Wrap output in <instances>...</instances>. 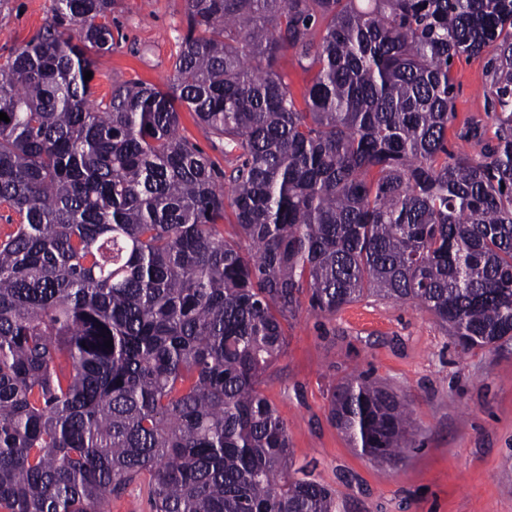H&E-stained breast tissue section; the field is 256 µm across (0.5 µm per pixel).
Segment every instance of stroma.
I'll return each mask as SVG.
<instances>
[{
	"label": "stroma",
	"mask_w": 512,
	"mask_h": 512,
	"mask_svg": "<svg viewBox=\"0 0 512 512\" xmlns=\"http://www.w3.org/2000/svg\"><path fill=\"white\" fill-rule=\"evenodd\" d=\"M185 0H116L118 37L99 57L95 99L116 82L163 88L185 31ZM53 14V0H0V58L25 45ZM453 150L479 145L458 137L474 120L492 124L484 60L456 59ZM285 345L259 389L288 428L296 465L336 493L338 512H512V342L465 352L416 304L365 297L336 315L307 310L284 320ZM371 373L406 396L418 427L398 463L361 456L328 418L331 388Z\"/></svg>",
	"instance_id": "1"
}]
</instances>
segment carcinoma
<instances>
[{"label": "carcinoma", "instance_id": "cac0c4a2", "mask_svg": "<svg viewBox=\"0 0 512 512\" xmlns=\"http://www.w3.org/2000/svg\"><path fill=\"white\" fill-rule=\"evenodd\" d=\"M54 4L0 63V512H109L143 477L150 512H337L259 381L304 299L412 301L464 351L512 340V0H185L166 89L99 102L115 0ZM483 53L495 131L472 121L480 155H456L451 69ZM329 417L386 466L416 427L368 373ZM281 68L288 73V83L298 103L302 104V94L311 77L304 72L297 63L292 51L285 52L280 58ZM180 112V133L208 154L215 161L218 168L223 171L224 169L227 170L224 154L222 155L218 150L212 149L210 137L205 128L192 117L186 108H181Z\"/></svg>", "mask_w": 512, "mask_h": 512}]
</instances>
